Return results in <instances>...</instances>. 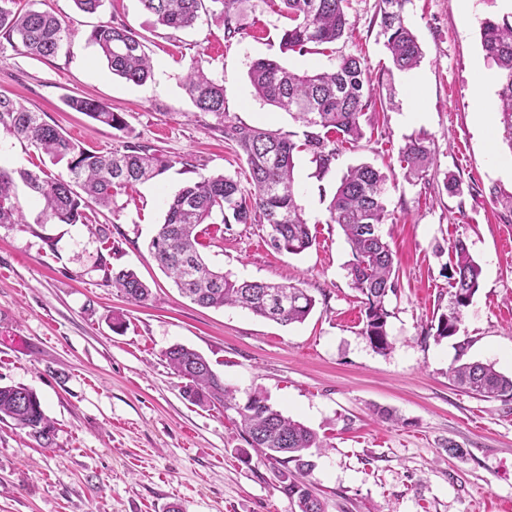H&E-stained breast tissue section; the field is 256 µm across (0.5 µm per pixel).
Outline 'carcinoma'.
Listing matches in <instances>:
<instances>
[{
  "label": "carcinoma",
  "mask_w": 512,
  "mask_h": 512,
  "mask_svg": "<svg viewBox=\"0 0 512 512\" xmlns=\"http://www.w3.org/2000/svg\"><path fill=\"white\" fill-rule=\"evenodd\" d=\"M216 6L209 11L206 2ZM236 0H140L157 25L181 30L193 27L203 13L218 16L224 25V39L242 34V25L232 5ZM288 15V27L280 35L281 53L303 55L336 43L348 34L346 8L349 0H281ZM15 0H0V37L37 57L55 56L64 46L66 30L50 12L15 10ZM408 0H378L381 34L392 66L399 72L416 68L423 50L415 33L405 22ZM484 56L500 74L498 112L504 139L512 149V13L486 18L479 26ZM90 42L106 61L112 74L134 84L152 75L143 38L122 23L97 26ZM255 95L287 111L303 127L297 142L278 130L238 124L228 118L224 85L212 77L199 56L191 59L183 87L193 105L212 115L222 126L224 139L234 143L248 165L249 187L224 174L202 176L181 188L168 204L164 221L150 242L158 265L183 295L199 306H238L283 326L302 323L311 314L315 300L295 284L233 279L211 267L201 255L199 238L204 224L221 217L225 230L234 224H264L270 245L277 251L298 255L315 242L298 204L294 179L295 156L311 155L317 174L324 175L336 161L339 144H355L364 136L361 118L374 103L363 56L340 57L334 69L322 72L295 71L274 59L254 60L248 71ZM66 104L94 121L115 130L129 132L122 115L97 101L73 97ZM0 129L23 138L43 151L52 161L66 162L67 176L40 175L27 169L0 168V224L24 223L16 198L17 182L43 201L38 223L75 224L83 209L94 203L108 207L114 189L150 181L162 174L169 163L148 149L130 144L122 152L98 154L81 148L58 128L45 122L7 94L0 93ZM426 137L410 140L402 149L406 174L418 176L433 164ZM385 176L371 164L348 169L329 203V223L338 225L350 246L348 264L351 285L362 297V334L373 349L389 348L386 307L396 292L395 264L389 244L379 233L387 217ZM481 267L464 241L454 245L448 269L451 297L448 311L438 317L434 338L454 336L463 312L478 291ZM112 287L131 302L142 303L151 288L131 269L112 273ZM164 355L175 373L186 380L183 396L194 404H213L232 409L233 391L224 386L211 364L197 351L184 345L170 346ZM453 382L483 398L512 401V375L492 363L463 362L450 370ZM242 438L256 454L277 464L279 488L298 512H325L324 504L312 494L306 477L313 467L307 451L321 447L313 430L276 410L268 396L255 390L242 407ZM12 421L31 430L40 446L53 442L54 427L38 395L25 386H0V422Z\"/></svg>",
  "instance_id": "cac0c4a2"
}]
</instances>
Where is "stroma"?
<instances>
[{"label":"stroma","mask_w":512,"mask_h":512,"mask_svg":"<svg viewBox=\"0 0 512 512\" xmlns=\"http://www.w3.org/2000/svg\"><path fill=\"white\" fill-rule=\"evenodd\" d=\"M376 3L351 0L348 36L300 56L279 51L288 25L280 0H237L243 33L229 41L217 16L174 31L154 24L140 0H104L94 14L74 0H17L18 8L56 15L68 41L47 60L1 44L0 92L88 151L133 143L172 166L119 190L111 207L93 208L77 224L38 223L41 202L17 189L25 221L0 225V384L33 389L55 436L44 448L28 429L0 422V512H297L275 468L243 457L236 414L183 398L184 381L164 356L174 344L203 354L238 398L264 391L276 409L318 433L307 481L325 512H512V402L478 398L448 379L460 360L512 373V176L494 161L512 149L500 120L491 135L480 129L475 90L477 70L488 66L480 22L512 11V0H472L467 24L461 0H408L404 15L423 58L394 74ZM113 20L145 36L153 65L146 83L112 75L89 43L95 26ZM349 53L364 57L379 105L362 118L363 139L343 145L323 177L308 153L295 157L313 247L275 251L259 224L229 231L213 224L202 239L203 255L231 277L304 288L315 300L312 313L283 326L181 296L148 250L168 201L200 176L241 179L247 168L215 118L186 94L191 59L208 60L234 122L293 133L288 113L254 95L251 62L320 71ZM70 96L122 113L129 132L71 110ZM411 112L416 120H408ZM421 133L431 139L434 165L409 181L400 150ZM361 163L387 178L381 233L398 279L383 354L361 333L363 303L347 276L351 250L327 221L341 176ZM0 168L66 172L6 134ZM450 176L458 191L446 190ZM459 240L482 267L480 285L458 334L438 341L428 329L448 309V265ZM121 268L150 285L149 301L128 303L108 286L107 274ZM118 314L125 326L117 332ZM452 445L465 456L449 455Z\"/></svg>","instance_id":"1"}]
</instances>
